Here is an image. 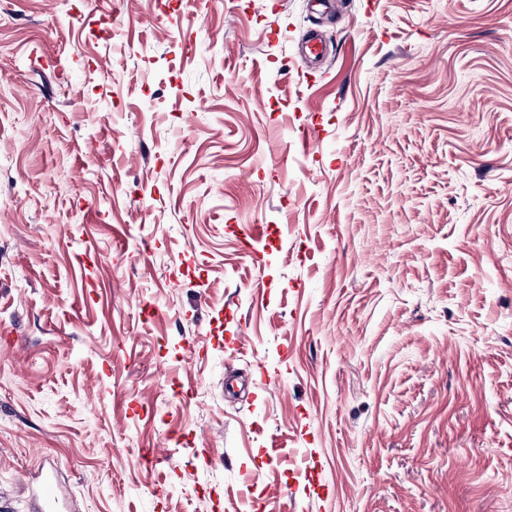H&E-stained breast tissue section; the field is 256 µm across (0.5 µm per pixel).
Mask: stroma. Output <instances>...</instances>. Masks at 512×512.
<instances>
[{
    "label": "stroma",
    "instance_id": "1",
    "mask_svg": "<svg viewBox=\"0 0 512 512\" xmlns=\"http://www.w3.org/2000/svg\"><path fill=\"white\" fill-rule=\"evenodd\" d=\"M276 2L0 0V512H512V0Z\"/></svg>",
    "mask_w": 512,
    "mask_h": 512
}]
</instances>
